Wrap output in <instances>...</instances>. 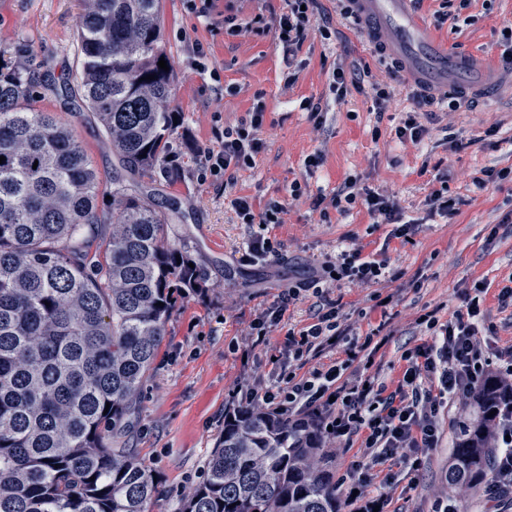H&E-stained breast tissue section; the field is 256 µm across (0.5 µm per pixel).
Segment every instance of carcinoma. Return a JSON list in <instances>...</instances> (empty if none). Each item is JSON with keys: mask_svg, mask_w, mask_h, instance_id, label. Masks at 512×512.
Instances as JSON below:
<instances>
[{"mask_svg": "<svg viewBox=\"0 0 512 512\" xmlns=\"http://www.w3.org/2000/svg\"><path fill=\"white\" fill-rule=\"evenodd\" d=\"M161 11V0H83L75 87L23 42L0 65V512H150L159 495L124 438L178 300L205 289L188 248L164 235L177 204L161 212L146 189L172 175L179 116L174 74L158 66ZM44 89L80 100L112 143L118 213L99 205V172L71 126L39 108ZM499 393L492 377L475 392L480 419L458 433L449 486L491 480ZM204 470L179 512H341L310 423L242 406Z\"/></svg>", "mask_w": 512, "mask_h": 512, "instance_id": "cac0c4a2", "label": "carcinoma"}]
</instances>
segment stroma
I'll list each match as a JSON object with an SVG mask.
<instances>
[{
	"mask_svg": "<svg viewBox=\"0 0 512 512\" xmlns=\"http://www.w3.org/2000/svg\"><path fill=\"white\" fill-rule=\"evenodd\" d=\"M447 0H415L414 12L434 40L456 53L483 62H499L503 27L512 26V0H473L467 18L436 25L434 16ZM257 10L255 0H213L205 17L187 10L184 0H162L163 38L168 65L175 76L174 111L182 121L171 144L174 179L155 184L157 202L176 200L183 214L166 225L170 242L189 248L206 274V290L179 300L166 325L157 358L143 385L130 447L161 479L162 493L151 512H178L182 500L201 481L204 462L224 428V414L243 398L249 374L272 381L279 360L288 352V332L312 323L319 300L306 293L290 305L280 324L259 345L246 336L251 320L271 307L297 272L316 268L338 246L357 244L364 254L381 251L387 280L371 288L325 282L330 298L340 300L354 333L366 335L386 323L389 337L375 356L382 380H396L401 355L426 342L417 319L432 312L440 321L453 319L459 292L483 282L479 337L490 351L512 349V306L501 307L497 295L512 280V185L475 189L473 174L483 168L512 165V81L503 80L494 99L472 93L461 109L440 115L431 124L427 146L399 144L391 135L412 90L398 79L392 61L372 54L362 35L341 27L336 41L322 40L311 30L297 54L303 68L293 87L283 81V52L273 37L224 32V15L246 18ZM80 0H0V51L11 52L25 40L37 60L45 61L55 80H76L79 58L75 24ZM200 42L207 53L206 70L190 63L189 46ZM369 64L380 79L394 82L396 97L383 115H376L365 95L352 94L339 103L329 90L328 75L337 57ZM219 79H212L211 71ZM319 102L326 113L316 125L300 102ZM263 102L266 149L255 168L240 172L236 191L265 202L284 197L304 172L303 160L322 150L324 162L309 180L311 190L331 193L346 177L367 179L370 186L396 195L407 216L420 219L412 240H387L388 225L372 227L369 216L352 210L334 223H322L308 200L293 202L284 223L268 234L279 244L278 258L254 266L237 261L254 226L236 223L224 198L222 181L202 179V150L215 146L214 113L235 123ZM41 109L72 125L109 190L118 161L112 145L88 114H76L52 92ZM465 141L451 152L441 146L443 134ZM448 170V190L459 197L458 215L445 220L426 218L425 196L435 188L434 163ZM389 297L377 306L376 296ZM471 396L451 403L442 416L439 447L423 457L418 472L389 479V466L377 467L374 493L387 498L386 512H435L441 500L455 496L460 512H512V500L487 497L482 489L449 491L445 473L457 438L456 422L475 419Z\"/></svg>",
	"mask_w": 512,
	"mask_h": 512,
	"instance_id": "stroma-1",
	"label": "stroma"
}]
</instances>
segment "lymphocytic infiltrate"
I'll use <instances>...</instances> for the list:
<instances>
[{
	"label": "lymphocytic infiltrate",
	"mask_w": 512,
	"mask_h": 512,
	"mask_svg": "<svg viewBox=\"0 0 512 512\" xmlns=\"http://www.w3.org/2000/svg\"><path fill=\"white\" fill-rule=\"evenodd\" d=\"M346 0H336L335 11H328L322 0H282L279 14L266 16L255 13L245 23L235 17H225L227 34L235 31L257 36L273 35L288 54L298 52L311 28H318L323 39L338 37L337 20L349 19ZM329 88L336 101H344L351 93H369L377 110H385L393 98L388 85L380 83L371 69L362 62L336 61L329 74ZM448 105L450 110L461 108V101L445 102L426 94H413L407 111L402 112L394 128L395 137L403 143L420 145L430 135L429 121L435 120V106ZM265 123V108L256 104L236 124L225 126L220 133L219 149L205 153V168L211 177L223 180L224 192L230 195V205L237 223L255 224L253 233L239 257L240 264L276 256L277 244L265 236L267 225L283 223L290 200L308 193L309 184L293 181L284 199H269L263 208H256L252 199L235 194L239 171L255 168L265 150L261 131ZM309 194V193H308ZM312 196V195H311ZM362 207L378 224L390 225V238L409 241L417 233L418 220L406 219L395 196L378 191L360 177H349L336 192L312 196L311 207L323 223H331L333 215H347ZM386 267L385 261L363 256L361 248L339 250L333 259L324 261L316 276L304 278L288 286L279 296L276 307L255 318L250 325L252 335H268L277 326L287 307L303 292L317 289L321 282L339 278L360 287L378 284ZM465 309L453 319L442 322L428 312L418 319L425 326L430 340L406 350L403 365L394 388H387L378 375L362 374L347 379L350 355L368 351L374 337H352L344 326L343 306L339 301L323 298L313 323L288 335V354L300 360L311 353L335 347L347 339L348 359L320 365L297 375L286 369L276 385L254 380L246 392L249 404L288 416L295 420L307 417L325 430L329 441L344 446L359 444L361 454L353 460L346 476L338 481L348 512H373L385 504L384 496H372L366 491L371 482L373 466L398 460L409 470H418L423 451L438 447L441 439L439 415L451 400L470 394L487 375H494L506 387H512V362L496 365L493 355L482 346L476 323L481 314L478 297L464 294ZM496 418L489 431L496 446L492 458L493 479L489 489L498 497L512 495V398L498 402Z\"/></svg>",
	"instance_id": "lymphocytic-infiltrate-1"
}]
</instances>
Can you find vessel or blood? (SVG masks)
<instances>
[{"instance_id":"b4317fda","label":"vessel or blood","mask_w":512,"mask_h":512,"mask_svg":"<svg viewBox=\"0 0 512 512\" xmlns=\"http://www.w3.org/2000/svg\"><path fill=\"white\" fill-rule=\"evenodd\" d=\"M410 0H356L364 43L400 63L421 86L437 92L455 87L460 93L480 89L496 97V69L439 47L409 7Z\"/></svg>"}]
</instances>
